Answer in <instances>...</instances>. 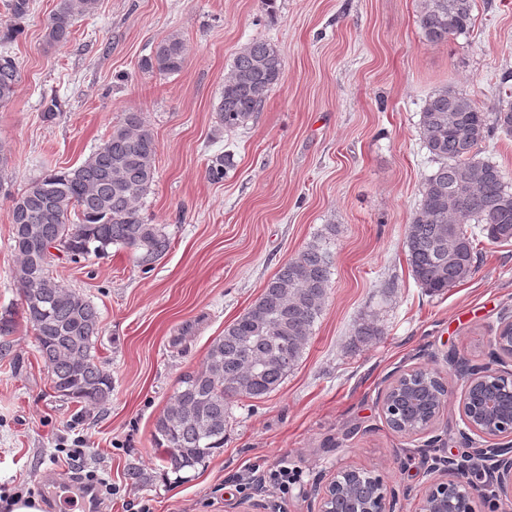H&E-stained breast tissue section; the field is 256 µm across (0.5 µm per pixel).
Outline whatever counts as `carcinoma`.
<instances>
[{
	"label": "carcinoma",
	"instance_id": "1",
	"mask_svg": "<svg viewBox=\"0 0 512 512\" xmlns=\"http://www.w3.org/2000/svg\"><path fill=\"white\" fill-rule=\"evenodd\" d=\"M32 0H4L16 20L28 16ZM96 0H58L45 22L51 43H64L73 21L90 14ZM473 0H423L419 26L429 43L466 35L473 24ZM187 48L173 32L142 62L160 75L180 71ZM279 49L254 40L236 53L224 74L218 105L224 128L245 127L264 105L283 75ZM20 79L15 59L0 55V105L9 103ZM512 131V100L501 101L494 124L469 96L439 89L429 96L420 133L437 168L424 180L421 199L408 225L405 247L421 287L439 295L474 272L477 233L493 243L512 241V187L501 169L478 157L491 126ZM157 146L140 112H126L106 139L79 165L49 173L24 192L9 196L11 270L54 391L84 405H102L112 396V378L96 355L100 315L80 292L53 276L55 260L78 263L108 254L113 246L139 252L148 266L164 256L171 241L164 227L149 224L141 200L155 182ZM230 156L218 154L207 168L213 181L224 179ZM472 224L479 232H467ZM59 254L39 246L59 239ZM326 237L307 245L270 278L247 311L224 328L210 345L203 366L180 380L177 392L154 423L153 438L165 470L180 474L194 469L224 447V429L233 398L260 399L275 391L301 360L320 318L331 275ZM387 421H404L416 429L429 419L406 407L386 408Z\"/></svg>",
	"mask_w": 512,
	"mask_h": 512
}]
</instances>
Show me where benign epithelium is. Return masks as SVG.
Here are the masks:
<instances>
[{
    "label": "benign epithelium",
    "instance_id": "1",
    "mask_svg": "<svg viewBox=\"0 0 512 512\" xmlns=\"http://www.w3.org/2000/svg\"><path fill=\"white\" fill-rule=\"evenodd\" d=\"M494 343L499 352L512 357V320L500 327ZM418 372L427 374L425 369ZM418 372L413 370L396 379L388 387L383 403H388L395 395L412 396L402 382ZM498 392L511 395L512 380L488 367L472 371L461 402V414L468 430L485 440V444L471 449V454L486 463L487 473L498 493L512 500V444L499 443L503 438L512 437V430H504V413L496 396ZM360 473L361 469L354 467L336 470V474L322 487L320 512H333L332 501L338 494L339 477ZM372 481V490L357 499L355 508L358 512H394L395 490L387 488L379 475L373 477ZM473 500V486L454 476L443 482L432 483L419 497L415 512H458L462 506L466 512H476Z\"/></svg>",
    "mask_w": 512,
    "mask_h": 512
}]
</instances>
